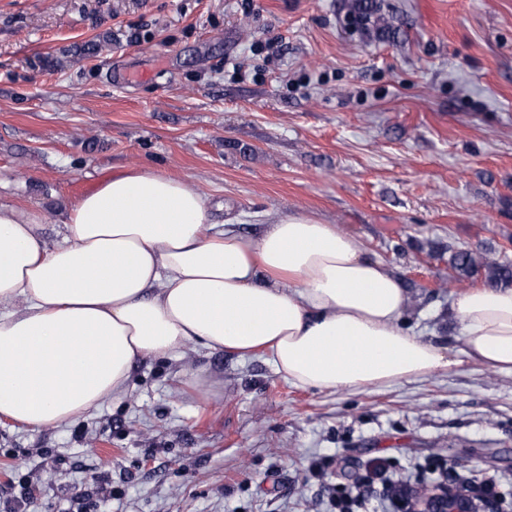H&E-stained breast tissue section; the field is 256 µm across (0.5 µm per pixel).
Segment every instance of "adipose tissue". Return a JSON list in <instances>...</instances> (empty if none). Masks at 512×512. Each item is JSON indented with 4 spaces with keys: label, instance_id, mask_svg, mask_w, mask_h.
<instances>
[{
    "label": "adipose tissue",
    "instance_id": "obj_1",
    "mask_svg": "<svg viewBox=\"0 0 512 512\" xmlns=\"http://www.w3.org/2000/svg\"><path fill=\"white\" fill-rule=\"evenodd\" d=\"M0 204V418L67 425L124 391L134 363L201 346L264 355L295 386L363 389L466 360L512 371V288L458 292V350L403 330L397 276L336 225L286 214L256 237L160 171L113 174L48 243Z\"/></svg>",
    "mask_w": 512,
    "mask_h": 512
}]
</instances>
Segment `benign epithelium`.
<instances>
[{"label":"benign epithelium","mask_w":512,"mask_h":512,"mask_svg":"<svg viewBox=\"0 0 512 512\" xmlns=\"http://www.w3.org/2000/svg\"><path fill=\"white\" fill-rule=\"evenodd\" d=\"M512 502L491 494L478 499L448 486L422 485L411 491L408 512H509Z\"/></svg>","instance_id":"obj_1"}]
</instances>
